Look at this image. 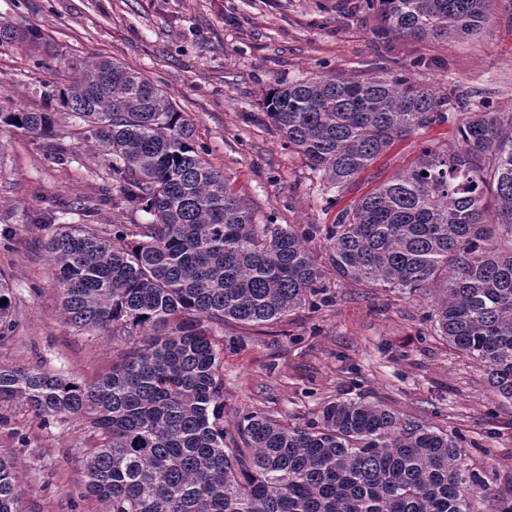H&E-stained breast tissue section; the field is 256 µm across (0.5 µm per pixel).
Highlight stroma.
Here are the masks:
<instances>
[{"label":"stroma","mask_w":512,"mask_h":512,"mask_svg":"<svg viewBox=\"0 0 512 512\" xmlns=\"http://www.w3.org/2000/svg\"><path fill=\"white\" fill-rule=\"evenodd\" d=\"M41 29L51 53L0 47V93L31 111L66 79L63 58L107 56L143 73L193 123L196 142L258 224H331L378 183L409 168L422 148L457 142L458 113L402 140L346 187L331 185L288 149L265 114L268 91L323 72L408 70L420 85L455 89L472 108L512 113V0H496L481 34L418 42L375 36L376 12L344 13L342 0H0V20ZM46 140L0 128V272L15 323L0 335V366H35L93 381L129 350L131 336H91L60 313L46 251L62 224L121 226L144 213L113 207L112 158L66 114ZM431 298L360 288L327 276L305 306L263 326L215 329L224 374V426L264 411L303 425L337 398L383 404L462 438L483 478L474 512L512 499V404L494 396L480 366L434 337ZM85 419L43 421L0 403V456L23 480V512H104L84 497Z\"/></svg>","instance_id":"stroma-1"}]
</instances>
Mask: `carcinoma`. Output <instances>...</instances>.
<instances>
[{
	"label": "carcinoma",
	"instance_id": "carcinoma-1",
	"mask_svg": "<svg viewBox=\"0 0 512 512\" xmlns=\"http://www.w3.org/2000/svg\"><path fill=\"white\" fill-rule=\"evenodd\" d=\"M494 0H351L419 41L479 35ZM42 34L0 21V46ZM58 100L112 156L115 205L150 216L138 239L93 224L47 242L67 323L142 337L92 382L0 366V402L44 418L88 419L84 495L106 512H474L481 476L460 438L355 399L291 426L264 412L224 430V376L208 325L259 326L306 302L325 277L434 297L429 319L512 403V113L470 108L404 72L316 74L269 92L266 116L288 147L343 187L399 140L461 114L460 146L428 147L336 223L255 224L198 148L191 124L144 74L117 60H64ZM57 112L0 97V126L57 137ZM495 199L493 216L485 192ZM321 238L328 266L310 247ZM0 330L13 290L0 274ZM14 463L0 458V512H22Z\"/></svg>",
	"mask_w": 512,
	"mask_h": 512
}]
</instances>
